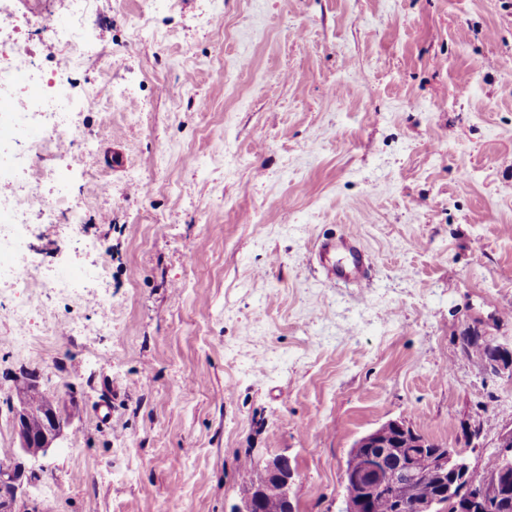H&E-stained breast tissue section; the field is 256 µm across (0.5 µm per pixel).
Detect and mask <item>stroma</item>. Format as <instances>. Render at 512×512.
I'll list each match as a JSON object with an SVG mask.
<instances>
[{
	"instance_id": "stroma-1",
	"label": "stroma",
	"mask_w": 512,
	"mask_h": 512,
	"mask_svg": "<svg viewBox=\"0 0 512 512\" xmlns=\"http://www.w3.org/2000/svg\"><path fill=\"white\" fill-rule=\"evenodd\" d=\"M14 10L29 59L66 57L24 24H64L59 0ZM86 26L95 151L65 163L87 222L32 217L26 245L40 278L105 260L112 332L87 288L32 310L55 336L27 350L0 302V463L22 374L69 418L19 512H230L249 453L290 458L296 512H342L352 445L389 420L496 454L512 378L458 337L512 346V0H94ZM329 232L369 287L326 279ZM462 352L481 370L485 371L484 365L493 354V348L487 341L480 339L476 333L469 330L459 336Z\"/></svg>"
}]
</instances>
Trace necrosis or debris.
Returning a JSON list of instances; mask_svg holds the SVG:
<instances>
[{
  "label": "necrosis or debris",
  "instance_id": "4bbe7bcc",
  "mask_svg": "<svg viewBox=\"0 0 512 512\" xmlns=\"http://www.w3.org/2000/svg\"><path fill=\"white\" fill-rule=\"evenodd\" d=\"M91 4L92 0H63L68 24L50 31L52 37L67 43L78 56L97 50V39L91 38L83 25ZM21 57L18 42L0 38V132L10 134L22 144L20 150L9 153L0 148V170L14 175L9 189H0V230L10 241L7 257H0V288L19 296L12 307V317L14 339L23 345L30 336L31 315V303L26 299L31 284L25 245L28 216L36 211L45 223L63 220L75 228L84 222V210L77 200L64 196L56 199L39 197L41 185L64 181L58 169L44 168L39 159L61 147H76L90 155L95 145L77 137L72 128L61 122L62 116L84 111L90 105L89 100L73 93L65 68L56 66L48 71L40 66L23 67L19 64ZM107 277L105 264L99 262L85 269L78 278L60 273L43 279L42 295L49 299H65L77 289L102 284Z\"/></svg>",
  "mask_w": 512,
  "mask_h": 512
}]
</instances>
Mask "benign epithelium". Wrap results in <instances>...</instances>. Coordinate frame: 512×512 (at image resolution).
<instances>
[{
	"label": "benign epithelium",
	"mask_w": 512,
	"mask_h": 512,
	"mask_svg": "<svg viewBox=\"0 0 512 512\" xmlns=\"http://www.w3.org/2000/svg\"><path fill=\"white\" fill-rule=\"evenodd\" d=\"M486 373L496 377L506 373L512 377V348L495 344V354L486 364ZM13 419L19 439L18 453L32 459L52 448L67 423L66 418L57 417L51 409L41 430L33 432L28 427L26 407L21 400L13 407ZM497 455L504 460V471L512 470V431L499 439ZM264 467L280 485L286 506L293 507L290 488L295 470L291 460L276 455L265 460ZM471 470L472 466L460 453L433 448L426 437L406 422L390 420L361 436L352 447L344 480L357 488L358 497L348 512H362V507L385 484L407 491L420 478L436 483L439 494L416 503L415 512H433L437 504L451 506L452 512H499L503 499L509 496L506 479L496 476L484 484H473L469 480ZM22 476V468L16 462L0 465V512H11ZM261 503L260 491L249 485L232 512H258Z\"/></svg>",
	"instance_id": "7a95c632"
}]
</instances>
